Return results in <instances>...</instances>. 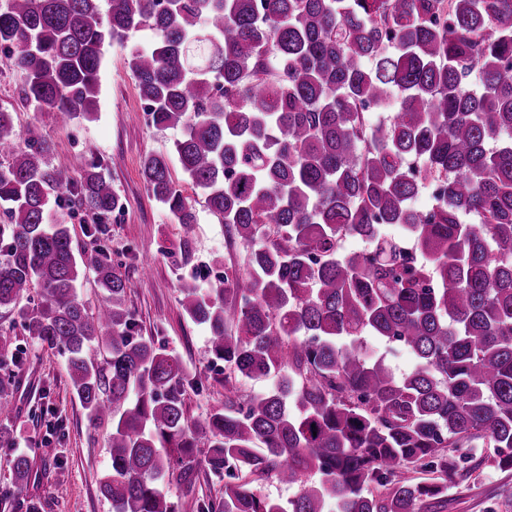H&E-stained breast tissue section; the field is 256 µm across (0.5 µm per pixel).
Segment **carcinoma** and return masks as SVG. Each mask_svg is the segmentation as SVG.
Instances as JSON below:
<instances>
[{"mask_svg": "<svg viewBox=\"0 0 512 512\" xmlns=\"http://www.w3.org/2000/svg\"><path fill=\"white\" fill-rule=\"evenodd\" d=\"M144 27L156 40L127 65L151 123L182 130L181 171L247 247V279L182 285L229 369L205 428L185 405L199 384L139 334L103 243L118 208L103 162L74 178L0 111V309L28 301L22 335L65 358L90 425L112 426L99 490L113 512H179L167 488L201 471L224 494L197 512H420L470 461L450 448H491L511 469L512 142L499 138L512 132V0H110L105 13L99 0H4L0 54L67 125L97 112L105 48ZM394 93L385 122L361 109ZM141 175L173 223H197L167 157L146 156ZM424 180L439 191L421 211ZM64 208L92 216L91 248L73 246ZM347 235L372 248L340 253ZM89 274L106 294L94 312L76 292ZM367 336L415 365L397 375ZM16 341L0 329V417ZM272 375L274 390L240 396L241 380ZM418 462L437 477L402 472ZM269 475L299 493L258 496L251 477ZM11 476L31 482L28 454Z\"/></svg>", "mask_w": 512, "mask_h": 512, "instance_id": "1", "label": "carcinoma"}]
</instances>
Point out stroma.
Listing matches in <instances>:
<instances>
[{
	"mask_svg": "<svg viewBox=\"0 0 512 512\" xmlns=\"http://www.w3.org/2000/svg\"><path fill=\"white\" fill-rule=\"evenodd\" d=\"M155 34L142 29L128 43L105 50L99 82V106L92 119L61 126L55 113L38 111L20 96L23 79L0 56V111L11 113L22 137H40L49 146L51 166L78 175L87 160H103L119 198L107 226L108 245L121 261L128 281L129 306L141 335L177 356L198 388L188 390L189 417L203 423L224 405L223 362L209 352L208 330L182 306V285H208L195 276L198 266L215 273L244 271L245 249L230 242L223 224L197 207L191 228L172 223L168 212L147 192L141 176L146 155L172 152L180 130H160L144 120L136 82L126 63L131 47L153 44ZM24 364L10 395L8 425L14 448H0V488L10 485L14 452H27L41 476L11 500H0V512H18V502L38 497L42 512H112L99 492L110 468L111 426H90L68 382L66 365L56 351L21 337ZM433 512H512V469L485 464L469 470L450 486Z\"/></svg>",
	"mask_w": 512,
	"mask_h": 512,
	"instance_id": "obj_1",
	"label": "stroma"
}]
</instances>
